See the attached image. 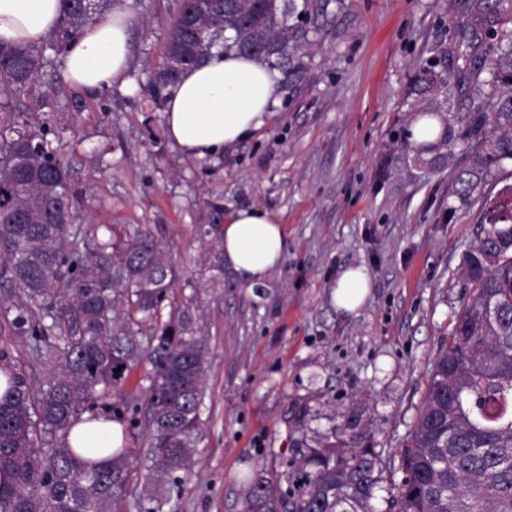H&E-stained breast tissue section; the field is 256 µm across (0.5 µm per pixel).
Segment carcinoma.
I'll list each match as a JSON object with an SVG mask.
<instances>
[{
  "label": "carcinoma",
  "instance_id": "carcinoma-1",
  "mask_svg": "<svg viewBox=\"0 0 512 512\" xmlns=\"http://www.w3.org/2000/svg\"><path fill=\"white\" fill-rule=\"evenodd\" d=\"M502 0H469L483 21ZM59 28L39 44H0V92L55 91L50 57L90 23L112 10L96 0L85 11L63 0ZM310 0H186L164 35L156 79L180 53L179 70L219 46L261 60L300 79L299 54L310 44ZM498 51L476 53L474 29L461 27L453 47L435 49V61L408 86L413 111L436 118L431 141L413 142L425 163L457 141L474 144L452 195L470 200L491 168L512 159V31L495 35ZM486 99L492 117L469 112L454 127L446 114L463 92ZM78 200L60 147L27 113L0 119V279L14 286L0 299V319L23 337L50 369L37 386L0 351L8 388L0 397V512H156L169 483L182 481L199 443L207 348L185 314L162 310L178 280L168 251L134 225L98 228L76 223ZM477 245L462 260L463 287L472 297L453 312V326L435 360L400 481L391 482L387 512H512V184L486 199L474 221ZM199 233L219 245L212 268L224 277L223 228ZM147 377L151 462L140 491L130 490L138 458L116 448L92 460L71 448L68 436L86 413L136 427L139 399L110 396L142 361ZM353 410L319 436L293 449L281 471L256 478L244 512H373L383 450L359 430ZM287 489H282V485Z\"/></svg>",
  "mask_w": 512,
  "mask_h": 512
}]
</instances>
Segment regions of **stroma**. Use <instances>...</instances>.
Segmentation results:
<instances>
[{"label":"stroma","mask_w":512,"mask_h":512,"mask_svg":"<svg viewBox=\"0 0 512 512\" xmlns=\"http://www.w3.org/2000/svg\"><path fill=\"white\" fill-rule=\"evenodd\" d=\"M313 44L295 90H280L266 125L213 157H188L167 136L150 82L181 0H115L133 21L125 82L88 95L59 80L47 101L12 95L55 131L81 224L147 230L180 270L166 306L187 309L207 347L201 439L162 512H243L249 478L284 469L301 439L296 416L325 430L362 427L398 458L428 389L433 360L465 294L462 256L478 199L451 187L467 143L420 162L406 137L405 91L435 46L470 23L464 0H315ZM256 207L284 227L286 250L263 286L208 269L199 225L216 210ZM365 267L371 294L337 310L341 271ZM31 384L49 369L0 324V350Z\"/></svg>","instance_id":"35a3bbf8"}]
</instances>
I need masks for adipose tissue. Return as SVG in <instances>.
Instances as JSON below:
<instances>
[{
	"label": "adipose tissue",
	"instance_id": "adipose-tissue-1",
	"mask_svg": "<svg viewBox=\"0 0 512 512\" xmlns=\"http://www.w3.org/2000/svg\"><path fill=\"white\" fill-rule=\"evenodd\" d=\"M61 0H0V41L33 44L52 33ZM129 15L112 11L89 24L68 46L67 82L89 94L109 89L126 74L130 60ZM277 70L234 52L212 51L207 60L185 70L169 89L164 108L168 136L189 156L204 158L236 144L262 128L276 103ZM286 245L283 228L267 211L240 208L224 219V259L247 287L263 281L277 266ZM371 288L362 267L343 270L333 292L337 310L356 312ZM72 448H118L120 423L103 418L73 427Z\"/></svg>",
	"mask_w": 512,
	"mask_h": 512
}]
</instances>
